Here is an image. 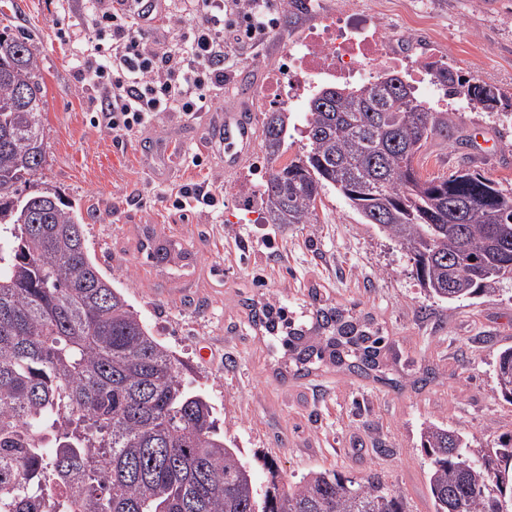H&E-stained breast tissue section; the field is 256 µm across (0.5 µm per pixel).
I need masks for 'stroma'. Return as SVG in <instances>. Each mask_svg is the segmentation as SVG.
<instances>
[{
	"mask_svg": "<svg viewBox=\"0 0 512 512\" xmlns=\"http://www.w3.org/2000/svg\"><path fill=\"white\" fill-rule=\"evenodd\" d=\"M277 28L244 56L210 111L178 112L133 134L97 126L68 40L82 21L80 0H0V28L28 37L46 87L49 146L43 181L84 217L86 243L138 309L147 328L191 367L186 378L210 398L221 432L234 437L260 485L264 459L281 480L313 470L356 476L378 470L433 512L418 430L427 419L483 439L512 430V404L494 393L493 361L512 345V297L434 303L411 275L408 258L335 191L311 224H261L258 211L269 165L262 149L265 113L278 110L263 88L286 63V49L325 19L348 12L400 34L408 63L456 61L466 76L512 99V0H322L319 12L271 0ZM252 118V143L234 170L224 168L213 125L224 113ZM424 174L471 167L512 191V122L472 107L454 112L448 138L431 140ZM213 183L222 206H172L183 186ZM188 248L187 260L155 265L148 233ZM318 289L324 302L359 303L383 326L394 352L397 386L320 368L294 377L284 350L251 321L250 306L276 300L292 307ZM430 369L432 384L407 376Z\"/></svg>",
	"mask_w": 512,
	"mask_h": 512,
	"instance_id": "35a3bbf8",
	"label": "stroma"
}]
</instances>
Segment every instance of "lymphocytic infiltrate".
Returning <instances> with one entry per match:
<instances>
[{
	"instance_id": "f902f5d3",
	"label": "lymphocytic infiltrate",
	"mask_w": 512,
	"mask_h": 512,
	"mask_svg": "<svg viewBox=\"0 0 512 512\" xmlns=\"http://www.w3.org/2000/svg\"><path fill=\"white\" fill-rule=\"evenodd\" d=\"M82 5L86 26L75 59L110 132L140 131L166 112L208 110L244 49L275 25L266 0H194L191 12H165L174 48L160 52L142 26L151 15L147 0Z\"/></svg>"
}]
</instances>
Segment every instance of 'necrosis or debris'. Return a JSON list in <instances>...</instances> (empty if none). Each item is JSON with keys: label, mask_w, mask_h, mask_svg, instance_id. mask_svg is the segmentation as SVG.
<instances>
[{"label": "necrosis or debris", "mask_w": 512, "mask_h": 512, "mask_svg": "<svg viewBox=\"0 0 512 512\" xmlns=\"http://www.w3.org/2000/svg\"><path fill=\"white\" fill-rule=\"evenodd\" d=\"M288 63L295 76L293 89L301 96L323 82L354 85L376 79L386 69L404 73L415 85L434 72L427 60L414 68L405 67L391 37L369 20L354 16H339L305 31L289 45Z\"/></svg>", "instance_id": "4bbe7bcc"}]
</instances>
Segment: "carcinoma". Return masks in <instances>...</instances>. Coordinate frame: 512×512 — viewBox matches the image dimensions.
Masks as SVG:
<instances>
[{
	"mask_svg": "<svg viewBox=\"0 0 512 512\" xmlns=\"http://www.w3.org/2000/svg\"><path fill=\"white\" fill-rule=\"evenodd\" d=\"M436 78L485 112L506 99L453 68ZM45 96L29 40L0 29V512H410L378 472L257 484L184 361L91 259L73 205L37 180ZM289 119L265 114L274 167L261 223L310 224L333 189L409 258L434 302L499 296L512 281V193L466 167L422 174L423 149L448 136L452 119L398 72L320 87L306 106L307 153L281 164ZM150 258L168 265L188 252L162 239ZM309 298L300 313L268 301L255 315L280 336L294 376L331 366L393 382L379 324L316 291ZM494 378L512 403V346L499 349ZM419 438L434 512H512V432L484 448L429 420Z\"/></svg>",
	"mask_w": 512,
	"mask_h": 512,
	"instance_id": "carcinoma-1",
	"label": "carcinoma"
}]
</instances>
